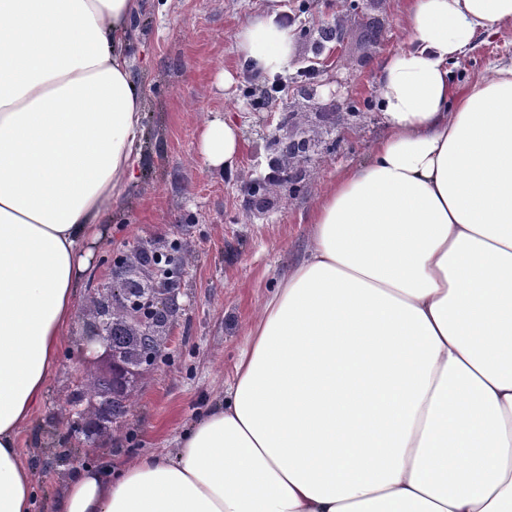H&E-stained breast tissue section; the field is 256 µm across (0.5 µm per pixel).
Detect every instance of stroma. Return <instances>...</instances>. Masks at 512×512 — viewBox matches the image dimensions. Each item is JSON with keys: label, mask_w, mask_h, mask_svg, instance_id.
Instances as JSON below:
<instances>
[{"label": "stroma", "mask_w": 512, "mask_h": 512, "mask_svg": "<svg viewBox=\"0 0 512 512\" xmlns=\"http://www.w3.org/2000/svg\"><path fill=\"white\" fill-rule=\"evenodd\" d=\"M269 0H140L127 54L142 91L144 134L136 141L135 179L91 247L90 267L75 299L83 310L99 266L140 241H178L182 267L181 316L168 359L144 371L132 385L134 407L113 437L74 450L67 442L47 448V423H62L73 388L72 370L100 372L78 363V328L64 337L45 399L23 431L20 451L36 481L35 512H53L75 471L84 463L125 467L139 456L172 448L203 418L224 389L232 362L261 305L310 243L308 220L327 189L364 162L386 130L377 108L383 60L406 46L404 0H280L294 17L296 39L280 79L287 88L261 109L253 99L264 86L240 55L235 35L269 8ZM342 30L341 51L330 72L321 66L332 45L327 32ZM512 60V31L482 35L452 67L463 81L494 63ZM230 82H223L222 73ZM320 103L338 101L348 124L318 121L306 110L304 91ZM304 114L323 139V154L306 167L297 186H275L272 207L248 213L240 187L263 177L274 150L271 139L282 114ZM232 121L240 148L234 172L212 169L201 152L206 123Z\"/></svg>", "instance_id": "obj_1"}]
</instances>
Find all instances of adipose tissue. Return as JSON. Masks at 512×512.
Wrapping results in <instances>:
<instances>
[{"label":"adipose tissue","mask_w":512,"mask_h":512,"mask_svg":"<svg viewBox=\"0 0 512 512\" xmlns=\"http://www.w3.org/2000/svg\"><path fill=\"white\" fill-rule=\"evenodd\" d=\"M381 64L387 134L309 219L208 415L174 453L80 468L55 512H512V62L449 63L512 0H406ZM139 0H0V512H32L41 406L88 243L133 179ZM275 14L237 35L275 74ZM201 150L234 169L235 126Z\"/></svg>","instance_id":"obj_1"}]
</instances>
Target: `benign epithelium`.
<instances>
[{
  "label": "benign epithelium",
  "mask_w": 512,
  "mask_h": 512,
  "mask_svg": "<svg viewBox=\"0 0 512 512\" xmlns=\"http://www.w3.org/2000/svg\"><path fill=\"white\" fill-rule=\"evenodd\" d=\"M289 127L293 133L274 136L277 148L275 171L286 172L280 178L285 182L291 174L321 153L322 138L313 131L300 127L283 116L278 128ZM247 208L260 211L271 202L270 194L254 190V182L243 186ZM159 248L153 244L138 243L128 253L110 264V277L90 289L93 303L90 314L82 316L78 346L80 357L87 362L113 361L117 354L112 349V313L124 316V328L130 336H150L159 345L170 339L169 331L178 321L181 305V282H173L151 261ZM112 395L85 396L68 400L71 417L67 420L64 438L77 446H91L112 433L117 424L112 415Z\"/></svg>",
  "instance_id": "obj_1"
}]
</instances>
